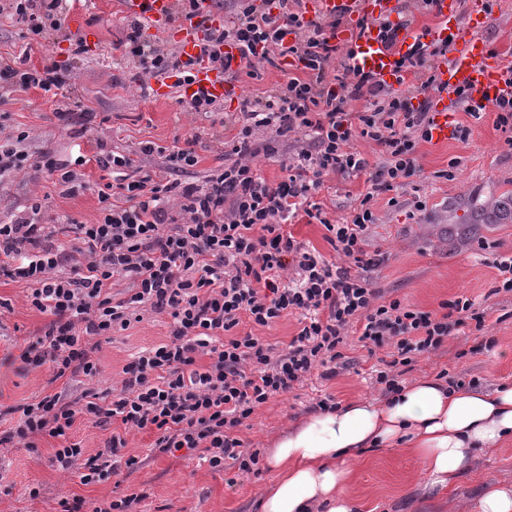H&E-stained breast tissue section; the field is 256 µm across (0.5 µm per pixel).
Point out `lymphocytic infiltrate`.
Wrapping results in <instances>:
<instances>
[{
    "mask_svg": "<svg viewBox=\"0 0 512 512\" xmlns=\"http://www.w3.org/2000/svg\"><path fill=\"white\" fill-rule=\"evenodd\" d=\"M75 2L0 0V18L51 45ZM342 22L339 14L325 24L306 17L303 0H271L266 9L255 0H235L232 20L206 32L198 55L185 60L145 41L139 17L129 20L123 54L143 82L172 71L188 80L197 66L235 80L254 76L259 61L288 57L300 73L263 95L243 98L229 118L236 130L229 162L202 181L180 178L198 162L199 136L193 133L169 148L141 143V154L163 155L160 173L144 171L123 152L97 156L110 180L91 186L101 204L95 223L69 215L42 223L40 199L0 215V278L26 282L32 306L49 318L22 351L23 369L46 365L57 380L94 377L98 368L90 355L97 337L139 321V306L170 318L166 341L123 367L121 390L111 402L93 401L87 391L74 398L57 392L21 405L19 424L0 433L1 448L19 439L32 449L44 435L62 439L54 463L87 485L137 465L136 457L123 454L126 432L136 430L154 434L160 453L185 450L214 468L229 458L239 470L256 474L259 452L244 448L237 429L270 398L290 393L312 368L335 376L349 331L369 350H385L374 382L387 397L401 388L400 368L443 351L466 327L484 330L487 313L468 298L443 302L435 311L385 300L368 276L385 256L363 247L376 221L375 197L419 173L418 148L431 139L432 115L416 98L438 90L433 65L449 45L422 44L404 55L399 67L412 81L395 89L352 65L350 51L331 36ZM229 43L239 47V61L225 55ZM28 59L24 52L0 56V95L18 87L68 89L67 70L50 60L37 67ZM351 101L362 102V109L347 111ZM261 128L270 133L262 147L255 142ZM286 133L302 146L284 162L285 177L273 182L253 160L275 156V143ZM26 138L0 125V181L43 175L63 193L74 192L76 169L86 157L33 158L23 148ZM357 139L377 146L380 163L369 165L353 146ZM331 174H362L368 186L349 221L326 226L339 256L335 262L288 229L301 211L321 219L313 197ZM123 280L130 281L132 293L118 300L112 290ZM290 314L297 315L300 330L280 354L260 337L237 332L242 321L268 327ZM83 416L122 425L91 457L67 439Z\"/></svg>",
    "mask_w": 512,
    "mask_h": 512,
    "instance_id": "f902f5d3",
    "label": "lymphocytic infiltrate"
}]
</instances>
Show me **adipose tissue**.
I'll return each instance as SVG.
<instances>
[{
	"label": "adipose tissue",
	"mask_w": 512,
	"mask_h": 512,
	"mask_svg": "<svg viewBox=\"0 0 512 512\" xmlns=\"http://www.w3.org/2000/svg\"><path fill=\"white\" fill-rule=\"evenodd\" d=\"M512 443V385H455L423 377L386 401L356 399L308 415L267 450L274 474L258 512H357L343 461L366 448L420 458L430 487L446 488L478 458Z\"/></svg>",
	"instance_id": "obj_1"
}]
</instances>
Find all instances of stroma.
<instances>
[{
  "label": "stroma",
  "instance_id": "35a3bbf8",
  "mask_svg": "<svg viewBox=\"0 0 512 512\" xmlns=\"http://www.w3.org/2000/svg\"><path fill=\"white\" fill-rule=\"evenodd\" d=\"M70 16L75 23L68 26V33L82 39L87 48L79 57L69 56L68 42L49 52L27 41L19 27L0 25V54L24 46L33 65L51 56L71 73V99L77 104L73 124L58 120L52 93L40 89L15 90L0 103V123L27 132L29 155L49 150L65 157L84 154L88 163L78 168V178L92 184L104 175L93 161L99 146L136 153L139 165L150 169L160 158L139 154L140 143L168 147L196 132L199 162L185 172V179L201 180L223 165L225 143L232 137L224 128V118L237 112L238 101H223L219 112L204 117L191 110L176 88L162 101L143 97L129 83L131 64L119 50L128 17L124 0H90ZM481 37L500 51L502 61L512 60V0H497ZM455 119L470 125L469 139L421 143L420 177L377 197L373 205L377 221L366 234L365 248L382 251L386 261L370 277L388 300L435 310L440 302L463 296L489 312L483 333L449 339L446 353L419 358L405 381L437 374L445 367L455 380L469 385L512 384V293L495 292L498 272L493 266L498 255L512 252V221L498 215L502 202H512V149L496 130L494 114L477 120L460 109ZM448 168L454 179L440 178V171ZM366 189L361 175L325 177L315 197L325 222L345 220ZM44 195L49 198L45 221L68 214L91 224L100 215L96 194L80 190L62 195L45 178L0 184V211ZM419 197L426 201L420 212L414 208ZM28 294L25 283L0 279V405L5 407L32 403L61 390L77 395L91 388L112 394L120 388L122 369L130 358L167 338L169 317L143 312L141 321L102 337L91 355L99 367L94 378L55 382L49 367L19 368L20 354L47 321L31 306ZM340 350L342 367L336 377L323 378L321 369H314L288 396L271 398L245 421L238 432L244 447L266 449L277 434L313 413L324 397L341 404L379 398L371 379L377 356L353 335L345 338ZM126 440L124 453L138 457L139 466L120 468L109 479L89 485L53 463L60 439L43 436L36 449L19 444L1 453L0 512H56L59 500L72 496L85 499L91 508L132 493L141 497L136 512H255L271 478L266 470L246 474L232 464L215 470L193 456L158 453L150 433L132 432ZM350 467L347 491L361 500L363 512H464L485 484L512 483V445L483 458L474 473L460 477L449 490L426 488L422 460L398 448L366 450ZM34 488L39 491L35 497L30 494Z\"/></svg>",
  "mask_w": 512,
  "mask_h": 512
}]
</instances>
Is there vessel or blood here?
I'll list each match as a JSON object with an SVG mask.
<instances>
[{"instance_id": "b4317fda", "label": "vessel or blood", "mask_w": 512, "mask_h": 512, "mask_svg": "<svg viewBox=\"0 0 512 512\" xmlns=\"http://www.w3.org/2000/svg\"><path fill=\"white\" fill-rule=\"evenodd\" d=\"M491 4L492 0H477L464 17L459 11V0H434V24L401 29L392 42L378 21L386 18L398 22L403 0H311L310 8L316 16L342 14L349 18L352 27L348 46L354 52L353 66L393 87L401 79L398 62L414 44L448 42L451 56L437 64L436 74L443 92L434 105L431 127L433 140L444 142L453 131L451 117L458 92L469 93L472 106L479 108L491 106L506 89L499 52L479 36L490 20ZM125 8L130 14L143 17L152 30H175L176 41L188 57L197 56L198 42L207 30L224 24L223 15L213 11L208 0H202L196 14L176 29L170 22L173 0H126ZM194 74L193 83L181 90L184 100L200 93L223 99L227 91L223 77L203 67L195 68Z\"/></svg>"}]
</instances>
